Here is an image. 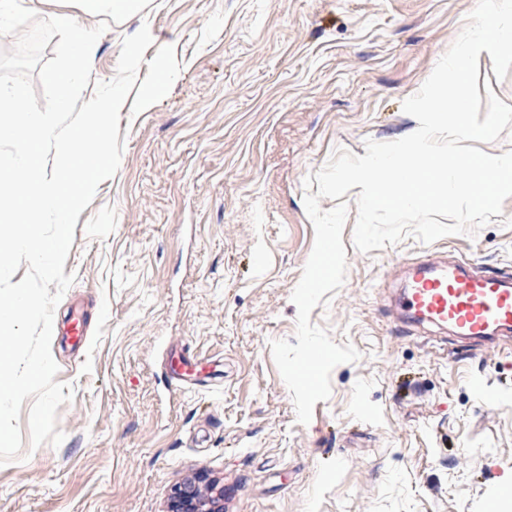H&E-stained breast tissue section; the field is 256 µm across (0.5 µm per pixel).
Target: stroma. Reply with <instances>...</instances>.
Segmentation results:
<instances>
[{
  "label": "stroma",
  "mask_w": 512,
  "mask_h": 512,
  "mask_svg": "<svg viewBox=\"0 0 512 512\" xmlns=\"http://www.w3.org/2000/svg\"><path fill=\"white\" fill-rule=\"evenodd\" d=\"M477 0H143L76 13L90 79L115 77L122 39L153 43L119 120L123 154L79 215L54 312L86 315L85 344L51 340L60 446L0 466V512H168L203 475L224 512H512V337L474 343L410 327L396 302L436 251L512 274V197L475 236H408L361 253L357 189L347 271L310 315L357 361L296 419L271 354L293 340L291 299L314 242L303 181L337 150L365 155L418 121L402 110ZM91 86L83 99L94 94ZM151 104H144L147 93ZM196 364L184 383L180 358ZM140 0H77L79 10L89 15L124 16L133 13Z\"/></svg>",
  "instance_id": "stroma-1"
}]
</instances>
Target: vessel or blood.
<instances>
[{
	"label": "vessel or blood",
	"mask_w": 512,
	"mask_h": 512,
	"mask_svg": "<svg viewBox=\"0 0 512 512\" xmlns=\"http://www.w3.org/2000/svg\"><path fill=\"white\" fill-rule=\"evenodd\" d=\"M403 320L457 336L512 335V275H480L459 261L437 257L412 267L401 296Z\"/></svg>",
	"instance_id": "vessel-or-blood-1"
}]
</instances>
